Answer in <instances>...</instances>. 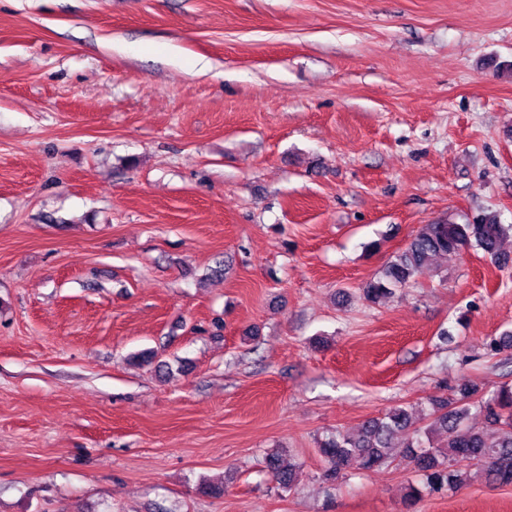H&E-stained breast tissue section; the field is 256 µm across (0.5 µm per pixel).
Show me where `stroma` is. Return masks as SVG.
Listing matches in <instances>:
<instances>
[{
	"mask_svg": "<svg viewBox=\"0 0 512 512\" xmlns=\"http://www.w3.org/2000/svg\"><path fill=\"white\" fill-rule=\"evenodd\" d=\"M486 214L512 224V0H0V512H406L413 464L333 490L317 441L512 384V264L362 295ZM269 468L277 487L281 492L288 493L295 488V465L288 464V467L281 465L277 452H272L266 457Z\"/></svg>",
	"mask_w": 512,
	"mask_h": 512,
	"instance_id": "obj_1",
	"label": "stroma"
}]
</instances>
